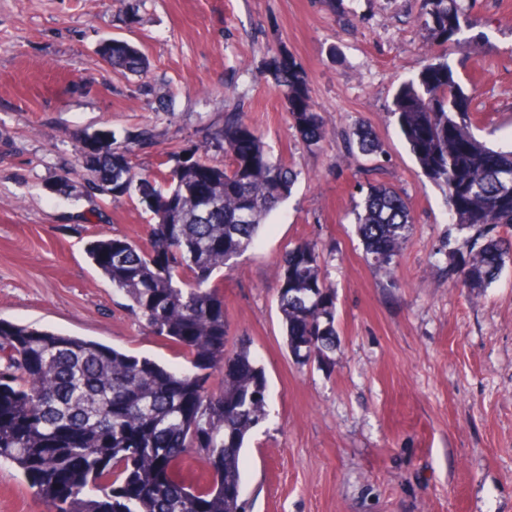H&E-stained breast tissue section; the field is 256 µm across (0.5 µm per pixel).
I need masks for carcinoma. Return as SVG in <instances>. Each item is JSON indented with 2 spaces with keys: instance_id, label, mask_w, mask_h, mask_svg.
Instances as JSON below:
<instances>
[{
  "instance_id": "carcinoma-1",
  "label": "carcinoma",
  "mask_w": 512,
  "mask_h": 512,
  "mask_svg": "<svg viewBox=\"0 0 512 512\" xmlns=\"http://www.w3.org/2000/svg\"><path fill=\"white\" fill-rule=\"evenodd\" d=\"M469 11V0H421L419 19L430 43L463 47ZM98 53L118 71L141 74L149 66L125 39L102 41ZM276 74L298 135L318 145L326 128L304 73L284 58ZM474 112L446 59L402 81L391 109L452 220L473 232L468 258L452 273L454 286L469 291L489 287L512 258V148L478 140ZM346 139L363 155L382 153L363 123ZM154 141L144 128L97 151L78 149L93 190L114 199L135 195L150 214L145 243L101 236L88 256L135 319L190 367L170 369L77 336L0 321V460L15 464L53 512H249L234 493L244 484L246 439L267 418L268 384L246 339L227 349L219 274L252 248L298 173L236 111L201 142L171 153L168 173L117 171L115 152L130 156ZM210 152L229 163H210ZM355 224L366 260L389 271L414 220L399 190L370 183ZM321 254L317 244L298 242L278 265L285 342L302 365L336 348V291ZM216 372L222 385L213 391ZM190 452L208 466L194 484L181 468Z\"/></svg>"
}]
</instances>
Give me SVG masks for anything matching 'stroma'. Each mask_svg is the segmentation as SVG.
Masks as SVG:
<instances>
[{
  "label": "stroma",
  "instance_id": "stroma-1",
  "mask_svg": "<svg viewBox=\"0 0 512 512\" xmlns=\"http://www.w3.org/2000/svg\"><path fill=\"white\" fill-rule=\"evenodd\" d=\"M138 23L127 25L129 3ZM420 0H0V320L79 336L187 368L149 334L85 249L98 235L143 241L137 198L91 190L75 166L81 131L156 145L136 169L201 139L238 110L299 173L291 197L225 273L229 346L248 337L269 416L241 460L252 512H512V265L478 295L454 287L469 252L441 191L390 114L398 85L441 54ZM469 44L448 61L477 108L475 134L512 145V0H471ZM148 58L113 71L101 41ZM290 56L327 136L297 135L274 73ZM368 125L374 158L342 133ZM404 192L414 218L394 273L369 267L355 233L359 188ZM313 241L336 286L339 341L326 364L295 362L277 307V262ZM0 512H52L0 462Z\"/></svg>",
  "mask_w": 512,
  "mask_h": 512
}]
</instances>
